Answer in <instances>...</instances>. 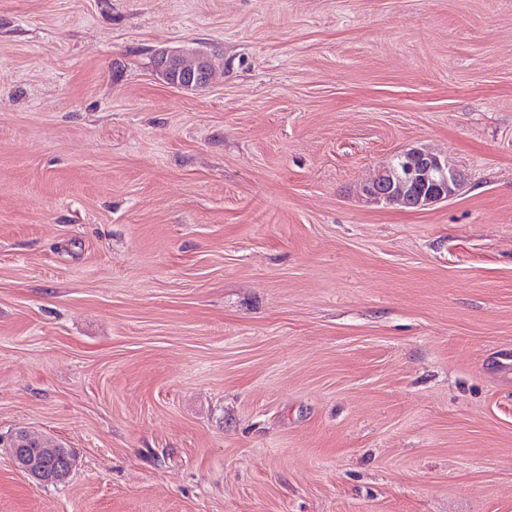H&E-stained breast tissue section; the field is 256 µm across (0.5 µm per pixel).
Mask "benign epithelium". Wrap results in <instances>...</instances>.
I'll list each match as a JSON object with an SVG mask.
<instances>
[{"mask_svg":"<svg viewBox=\"0 0 512 512\" xmlns=\"http://www.w3.org/2000/svg\"><path fill=\"white\" fill-rule=\"evenodd\" d=\"M154 65L162 77L176 76L173 85L183 89L201 88L213 77L211 57L202 51L162 49L156 53ZM404 156L412 160V166L402 171L387 164L363 186V193L370 201L422 209L462 190L458 171L438 155L422 148H411ZM10 452L20 471L29 474L35 470V461L25 449L15 447Z\"/></svg>","mask_w":512,"mask_h":512,"instance_id":"7a95c632","label":"benign epithelium"}]
</instances>
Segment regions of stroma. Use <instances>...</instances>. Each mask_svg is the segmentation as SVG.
Here are the masks:
<instances>
[{
	"instance_id": "35a3bbf8",
	"label": "stroma",
	"mask_w": 512,
	"mask_h": 512,
	"mask_svg": "<svg viewBox=\"0 0 512 512\" xmlns=\"http://www.w3.org/2000/svg\"><path fill=\"white\" fill-rule=\"evenodd\" d=\"M0 512H512V0H0ZM154 65L164 78L175 74L171 84L183 89L204 87L213 77L211 57L202 51L162 49L156 53ZM410 158L412 166L406 171L391 164L363 186L364 195L377 204L422 209L455 196L463 188L457 170L448 162L422 148H411L401 154ZM21 434L27 438L31 452L36 454L40 467L38 471L31 475V472L36 468L33 458L27 454L25 448H10L14 464L20 471L31 475L37 481L52 484L62 482L71 474L74 457L68 448H64L61 444L53 443L46 438L43 439L34 432L27 430H19L11 435L7 444H10L13 436H20Z\"/></svg>"
}]
</instances>
